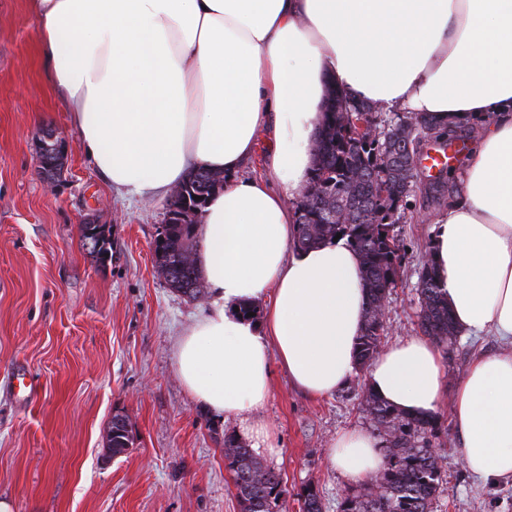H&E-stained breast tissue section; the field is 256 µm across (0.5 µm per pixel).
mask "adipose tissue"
I'll use <instances>...</instances> for the list:
<instances>
[{
    "instance_id": "adipose-tissue-1",
    "label": "adipose tissue",
    "mask_w": 512,
    "mask_h": 512,
    "mask_svg": "<svg viewBox=\"0 0 512 512\" xmlns=\"http://www.w3.org/2000/svg\"><path fill=\"white\" fill-rule=\"evenodd\" d=\"M37 38L85 155L129 197H165L188 174H223L196 231L209 308L178 338L179 379L204 409L270 444L255 421L279 362L298 389L329 396L357 368L367 288L346 239L294 247L289 203L306 186L330 93L436 127L477 124L457 195L433 221L437 283L463 336L496 337L451 399L475 477L512 481V0H33ZM264 173L245 176L259 131ZM266 300L262 321L240 306ZM443 353L411 337L375 359L368 386L428 417ZM383 443L352 429L330 461L375 474Z\"/></svg>"
}]
</instances>
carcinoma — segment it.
Wrapping results in <instances>:
<instances>
[{"label":"carcinoma","mask_w":512,"mask_h":512,"mask_svg":"<svg viewBox=\"0 0 512 512\" xmlns=\"http://www.w3.org/2000/svg\"><path fill=\"white\" fill-rule=\"evenodd\" d=\"M439 133L425 121L414 120L410 138L405 144L408 168L398 174L405 180L415 177V162L423 141ZM315 163L307 186L313 191L331 195L332 203L358 218L355 210L364 207L363 220L352 224H328L314 213L298 214L294 246L305 249L330 241L341 235L360 253L363 276L368 289L365 329L359 337V364L366 365L379 355L380 339L386 322L378 309L388 298L401 268L399 244L394 234L391 207L380 202L375 181L358 177L371 164L372 156L386 151L382 138L367 145L351 143L338 112L327 120L316 139ZM204 184L209 192L224 187V175L200 169L181 184L187 196ZM178 223L162 225L163 245L154 249L156 266L170 288L189 299L202 293L193 252L195 212H175ZM419 295V328L424 336L439 345L443 353L453 346L457 332L441 294L430 261L421 264L417 283ZM367 412L375 426L387 432V450L380 472L373 478L375 490L361 496H347L341 512H430L432 501L444 490L447 481L446 456L433 446L428 437L433 419L405 417L384 403L372 392L365 396ZM129 418L117 412L112 416V437L107 447L112 455L124 454L132 445ZM224 458L233 472V482L240 512H274L276 504L287 495L281 475L263 466L252 449L232 436L224 437ZM302 512H322L318 492L311 486L303 490Z\"/></svg>","instance_id":"carcinoma-1"}]
</instances>
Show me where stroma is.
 I'll return each instance as SVG.
<instances>
[{
  "mask_svg": "<svg viewBox=\"0 0 512 512\" xmlns=\"http://www.w3.org/2000/svg\"><path fill=\"white\" fill-rule=\"evenodd\" d=\"M67 143L61 177L47 185L35 143L39 130ZM459 150L441 176L427 158L396 226L401 268L388 297L382 346L416 337L418 273L430 219L446 211L478 126L460 125ZM169 198L129 200L84 154L67 108L43 63L31 0H0V500L12 512H240L224 438L237 421L217 420L193 401L175 368V342L208 307L172 291L159 273L154 241ZM105 225L111 257L84 246V221ZM494 338H458L444 363L454 391L472 353ZM25 373L30 396L16 388ZM368 368L324 398L295 389L272 364L270 392L257 418L273 431L256 449L288 493L275 512H302L299 494L316 487L323 512H340L358 482L335 470L329 447L350 428L373 431L364 410ZM132 424L133 445L107 458L115 412ZM433 444L446 453L447 484L431 512H512V482L483 483L458 463L461 446L447 407L436 413Z\"/></svg>",
  "mask_w": 512,
  "mask_h": 512,
  "instance_id": "stroma-1",
  "label": "stroma"
}]
</instances>
